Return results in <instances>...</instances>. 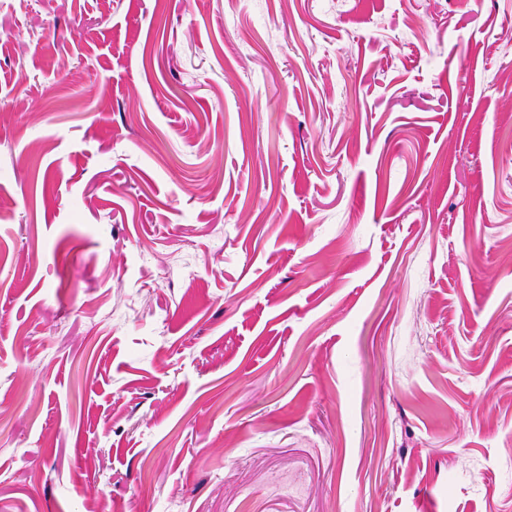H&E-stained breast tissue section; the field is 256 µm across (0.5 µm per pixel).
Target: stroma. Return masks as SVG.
<instances>
[{
  "label": "stroma",
  "mask_w": 512,
  "mask_h": 512,
  "mask_svg": "<svg viewBox=\"0 0 512 512\" xmlns=\"http://www.w3.org/2000/svg\"><path fill=\"white\" fill-rule=\"evenodd\" d=\"M0 512H512V0H0Z\"/></svg>",
  "instance_id": "1"
}]
</instances>
